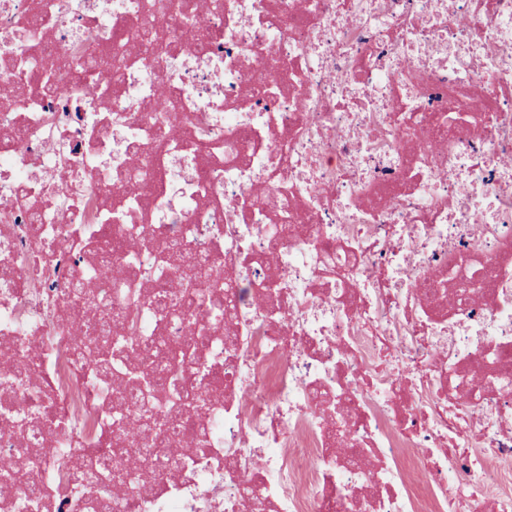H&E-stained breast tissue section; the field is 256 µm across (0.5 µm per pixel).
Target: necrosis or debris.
<instances>
[{"label":"necrosis or debris","mask_w":512,"mask_h":512,"mask_svg":"<svg viewBox=\"0 0 512 512\" xmlns=\"http://www.w3.org/2000/svg\"><path fill=\"white\" fill-rule=\"evenodd\" d=\"M154 2L0 0V357L38 365L0 458L52 403L26 512H512V0H205L193 53ZM159 238L236 302L182 374L192 463L72 493L58 460L118 437L73 285L179 343L93 262L148 294Z\"/></svg>","instance_id":"obj_1"}]
</instances>
